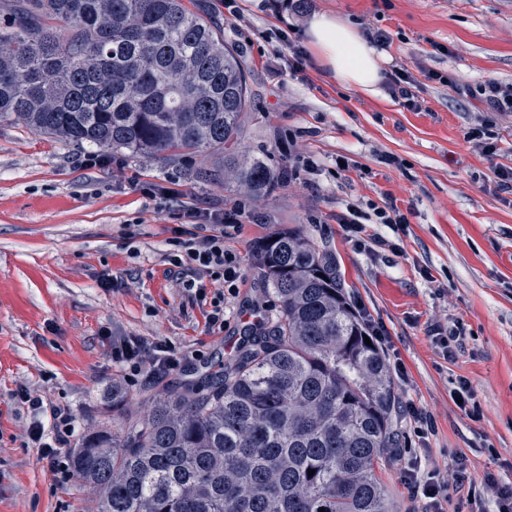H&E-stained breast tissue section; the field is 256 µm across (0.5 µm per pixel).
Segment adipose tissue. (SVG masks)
<instances>
[{
  "mask_svg": "<svg viewBox=\"0 0 512 512\" xmlns=\"http://www.w3.org/2000/svg\"><path fill=\"white\" fill-rule=\"evenodd\" d=\"M304 34L328 77L343 87L379 95L383 56L353 24L333 14L319 13L308 20Z\"/></svg>",
  "mask_w": 512,
  "mask_h": 512,
  "instance_id": "ef3b65f1",
  "label": "adipose tissue"
}]
</instances>
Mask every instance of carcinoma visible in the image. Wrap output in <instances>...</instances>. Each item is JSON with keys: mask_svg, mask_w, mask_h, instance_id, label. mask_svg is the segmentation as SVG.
Wrapping results in <instances>:
<instances>
[{"mask_svg": "<svg viewBox=\"0 0 512 512\" xmlns=\"http://www.w3.org/2000/svg\"><path fill=\"white\" fill-rule=\"evenodd\" d=\"M248 103L237 51L184 0H0V120L169 162L218 155L264 197L284 175L236 153ZM259 250L276 320L203 388L82 435L68 468L93 493L85 512H396L383 352L309 237L280 230Z\"/></svg>", "mask_w": 512, "mask_h": 512, "instance_id": "obj_1", "label": "carcinoma"}]
</instances>
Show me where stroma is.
<instances>
[{"instance_id":"obj_1","label":"stroma","mask_w":512,"mask_h":512,"mask_svg":"<svg viewBox=\"0 0 512 512\" xmlns=\"http://www.w3.org/2000/svg\"><path fill=\"white\" fill-rule=\"evenodd\" d=\"M285 2L235 0L234 15L224 0L188 3L209 13L249 69L253 102L239 153L276 171L292 151L310 163L268 197L195 179V170L217 167L213 156L163 163L108 151L102 166L85 170L77 164L84 148L0 121V512H84L90 495L54 486L25 435L32 417L19 388L69 407L76 435L122 426L151 395L224 362L248 326L276 318L255 248L288 228L336 263L351 305L385 334L387 363L406 375L395 384L398 404L431 417L422 435L397 419L383 479L399 512L423 510L402 481L414 459L442 473L450 453L464 457L474 484L451 493L449 512L475 502L495 512L498 490L512 486V193L498 188L500 171L512 168V115L486 111L474 94L490 78L512 83V0H304L308 14L293 17ZM312 12L390 33L385 56L411 73L421 110L386 89L371 96L343 87L311 59L293 72L282 36L304 29ZM483 122L497 147L490 157L467 140ZM340 158L348 169H337ZM150 184L173 194L148 197ZM389 198L407 216L405 230L371 223L372 248L349 241L337 216ZM193 206L244 209L224 229L243 278L225 295L224 329L215 333L207 325L215 285L197 300L168 260L179 216ZM116 336L166 343L189 362L158 380H127L112 361ZM464 381L479 417L454 400ZM116 385L125 395L118 409Z\"/></svg>"}]
</instances>
